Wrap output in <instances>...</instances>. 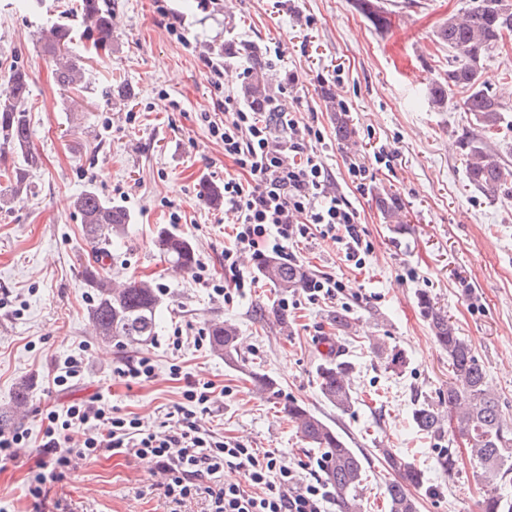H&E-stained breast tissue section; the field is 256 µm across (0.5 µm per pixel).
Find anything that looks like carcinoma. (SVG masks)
<instances>
[{
  "label": "carcinoma",
  "instance_id": "obj_1",
  "mask_svg": "<svg viewBox=\"0 0 512 512\" xmlns=\"http://www.w3.org/2000/svg\"><path fill=\"white\" fill-rule=\"evenodd\" d=\"M358 9L376 27L384 22L382 9L375 0H356ZM500 0H472L465 17L448 18L437 32V38L452 49L448 61V76L435 83L429 91L431 103L440 108L449 100L453 89L466 88L469 95L462 108L470 117L472 127L459 140L466 159V178L469 186L485 195H494L512 186V166L486 141L490 130L504 123L505 108L496 98L491 85L481 79L484 58L512 33V13H500ZM78 8L93 36L94 50L109 51L112 46V18L105 0H79ZM73 30L57 25L43 43V52L52 64L59 87L68 91L87 88L84 68L70 56L69 45ZM218 55L227 59H244L247 82L242 94L245 102L264 112L277 111L278 104L264 76L265 62L259 48L246 41L227 40L219 47ZM30 76L14 64L0 71V156L15 154L21 162L6 165L0 162V178L8 182L14 196L27 191V168L38 165L39 158L30 150V120L26 109ZM336 139L351 138L349 116L342 107L331 116ZM378 209L388 218L401 209L393 194L376 196ZM74 206L81 215L84 234L96 250V258L107 256L112 239L122 234L130 223L129 211L120 204L102 198L96 190L87 188L75 199ZM160 255L174 267L190 271L196 264L192 242L162 226L153 241ZM259 272L272 284L285 290L307 287L311 276L297 263H283L275 258L262 261ZM86 284L92 290L88 309L101 340L117 344L143 345L157 333L158 313L163 294L158 286L147 280L129 281L122 288L112 287V280L98 267L85 269ZM419 305L428 327L441 349L448 352V365L453 381L448 383L446 402L448 417L469 442L470 456L481 469L489 484L512 473V422H507L499 397L489 385L486 373L471 346L460 336L448 314L425 293L418 296ZM214 350L224 356L225 363L237 365L239 349L237 330L231 324H216L209 332ZM354 370L352 361L340 357L327 358L316 367L322 397L337 410L349 411L355 397L350 382ZM302 438L320 451V463L340 512H360L358 489L364 479V458L347 446L343 437L322 418L305 406L291 401L285 407ZM416 429L431 436H441L444 419L439 408L429 402L418 403L412 411ZM393 472L386 485L389 512H418L415 492L424 486V475L413 463L404 460L389 448L380 449ZM481 512H512V503L494 492H488L481 502Z\"/></svg>",
  "mask_w": 512,
  "mask_h": 512
}]
</instances>
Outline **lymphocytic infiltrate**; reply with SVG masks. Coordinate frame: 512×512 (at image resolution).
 <instances>
[{
  "label": "lymphocytic infiltrate",
  "mask_w": 512,
  "mask_h": 512,
  "mask_svg": "<svg viewBox=\"0 0 512 512\" xmlns=\"http://www.w3.org/2000/svg\"><path fill=\"white\" fill-rule=\"evenodd\" d=\"M275 123L283 136L273 134ZM275 123L262 121L228 95L223 121L211 126L235 166L234 172L224 175V209L235 214L236 222L233 241L224 249V284L216 289L220 296L229 287H250L239 258L261 246L287 261L290 243L316 233L343 244L350 261H360L371 251L358 229L357 209L330 189L335 177L311 145L318 131L299 134V121L291 112L277 113ZM46 420L41 451L49 460L29 485L30 495L37 499L70 468L73 457L91 460L105 452L130 453L154 462L165 477L166 498L178 507L200 498L208 512H325L330 498L327 484L301 482L274 453L257 455L254 449L203 428L191 410L169 429L155 431L138 417L115 415L99 395L71 403L61 413L49 411ZM75 427L85 434L82 445L76 450L62 447L63 432ZM229 466L242 472L243 483L225 481Z\"/></svg>",
  "instance_id": "f902f5d3"
}]
</instances>
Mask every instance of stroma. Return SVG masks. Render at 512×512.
Masks as SVG:
<instances>
[{"instance_id":"obj_1","label":"stroma","mask_w":512,"mask_h":512,"mask_svg":"<svg viewBox=\"0 0 512 512\" xmlns=\"http://www.w3.org/2000/svg\"><path fill=\"white\" fill-rule=\"evenodd\" d=\"M77 0H0V61L30 75V146L40 164L30 169L29 191L15 200L0 187V409L9 410L19 381L30 398L13 416L28 447L0 467V507L7 512H168L151 460L102 454L66 470L44 505L27 491L39 461L38 444L49 406L104 395L119 415L136 416L161 430L185 406L195 383L218 388L202 425L225 437L273 452L300 481L323 479L320 455L309 448L285 405L295 401L326 420L361 452L366 472L361 512H388L390 475L380 451L394 449L425 474L420 512H479L488 486L455 426L442 437L415 428L420 401L440 402L448 390V354L421 314L419 293L447 311L472 347L512 420V191L494 196L469 187L458 140L469 121L454 91L434 107L431 86L446 78L452 56L437 32L468 0H379L387 23L377 28L356 0H114L112 51L97 59L82 36ZM180 22L181 36L169 23ZM75 31L70 52L85 69L88 88L63 92L42 53L40 37L52 24ZM232 37L263 53L270 88L283 111L320 130L315 149L336 188L357 209L360 233L372 251L362 268L346 261L341 244L313 236L292 251L313 277L343 285L336 297L311 302L303 290L273 287L258 271L259 255L243 258L251 288L225 302L213 284L224 281V247L232 226L223 205L209 203L203 184L223 186L231 160L206 119L221 113L225 96L241 97L245 66L224 64L222 88L213 87L203 61ZM484 76L512 112V37L492 51ZM127 83L128 99L105 104L101 91ZM333 96L354 134L339 143L326 108ZM372 175L357 189L349 164ZM131 214L113 241L104 269L113 282L154 280L165 292L158 334L131 347L103 342L88 318L92 290L84 270L94 258L73 202L86 188ZM402 203V226L387 223L377 191ZM175 225L209 267L212 285L164 260L152 239L159 225ZM345 311L350 325L337 328ZM237 329L245 361L225 363L205 337L213 324ZM183 344L173 348L175 330ZM335 337L354 364L356 401L348 412L326 402L316 384L322 356L317 339ZM85 352V371L65 390L52 386L58 366ZM150 358L154 376L133 383L121 376L126 358ZM402 362L391 366L392 356ZM252 367L274 383L266 392L244 375ZM451 451L459 466L443 471Z\"/></svg>"}]
</instances>
